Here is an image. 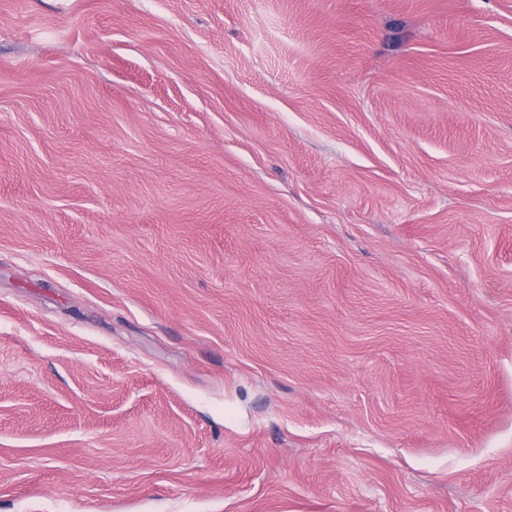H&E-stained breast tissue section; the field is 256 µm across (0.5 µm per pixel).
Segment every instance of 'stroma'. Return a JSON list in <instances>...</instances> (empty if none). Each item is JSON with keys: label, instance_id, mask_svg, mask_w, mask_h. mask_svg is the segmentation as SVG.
<instances>
[{"label": "stroma", "instance_id": "obj_1", "mask_svg": "<svg viewBox=\"0 0 512 512\" xmlns=\"http://www.w3.org/2000/svg\"><path fill=\"white\" fill-rule=\"evenodd\" d=\"M0 512H512V0H0Z\"/></svg>", "mask_w": 512, "mask_h": 512}]
</instances>
